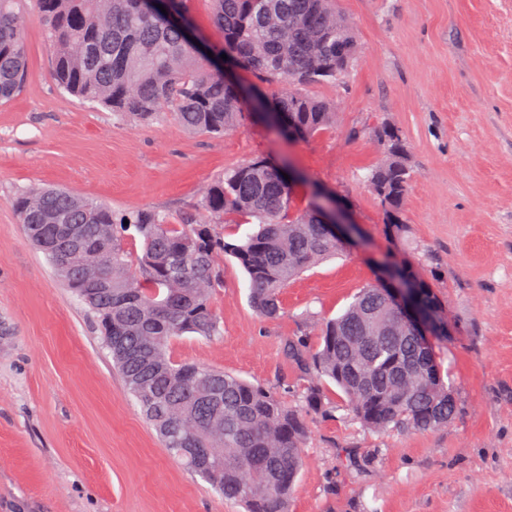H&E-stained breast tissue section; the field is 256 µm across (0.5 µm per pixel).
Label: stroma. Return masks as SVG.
Instances as JSON below:
<instances>
[{
    "label": "stroma",
    "instance_id": "1",
    "mask_svg": "<svg viewBox=\"0 0 512 512\" xmlns=\"http://www.w3.org/2000/svg\"><path fill=\"white\" fill-rule=\"evenodd\" d=\"M353 25L357 62L344 83L312 87L336 122L289 140L242 112L224 136L187 132L172 113L138 124L54 83L35 0H21L27 81L0 103V512H245L174 461L125 389L94 314L26 238L14 197L62 187L118 213H195L225 170L271 158L297 174L293 207L335 197L356 242L282 293L279 320L249 304L248 279L220 256L213 337L174 338L175 361L224 370L298 405L306 376L288 336L318 339L408 261L448 316L436 355L458 413L433 431H365L323 387L309 417L288 512H512V0H336ZM398 127L413 181L394 236L364 180L375 132Z\"/></svg>",
    "mask_w": 512,
    "mask_h": 512
}]
</instances>
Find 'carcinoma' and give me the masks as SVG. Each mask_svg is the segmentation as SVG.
<instances>
[{
    "label": "carcinoma",
    "mask_w": 512,
    "mask_h": 512,
    "mask_svg": "<svg viewBox=\"0 0 512 512\" xmlns=\"http://www.w3.org/2000/svg\"><path fill=\"white\" fill-rule=\"evenodd\" d=\"M59 88L123 117L146 121L168 109L190 132L233 130L245 110L223 67L204 68L196 47L172 22L187 0H36ZM224 33L210 46L216 58L266 82L290 85L262 112L277 114L276 129L306 139L336 119L333 107L308 94L314 85L340 81L358 49L335 0H212ZM166 12H161V8ZM27 76L24 18L18 0H0V102L14 97ZM380 159L367 176L386 224L403 233L402 208L412 185L410 150L401 130H377ZM284 170L265 159L245 162L213 181L202 207L207 218L170 223L153 209L116 216L102 203L60 189L32 188L16 200L23 230L57 275L95 315L127 390L159 434L169 455L200 475L246 512H288L307 436V417L324 408L322 380L336 385L347 410L367 430H433L456 415L454 391L435 354L423 355L413 336L370 335L365 316L398 321L380 286L361 289L337 317L325 321L316 347L304 333L287 338L283 352L310 377L304 406L291 407L274 392L237 376L174 361L168 346L185 333L214 336L219 323L211 289L219 281L217 256L230 255L246 272L250 303L265 320L282 312L281 292L297 275L336 256L341 247L315 209L291 211ZM256 228L236 243L214 231L227 219ZM62 224H77L79 248L64 260L45 243ZM141 251L125 248L131 233ZM85 266L99 270L102 287L80 284ZM397 272L417 288L419 307L437 313L436 338L448 335L445 314L430 285L410 266ZM410 361L415 375L394 382ZM207 449V462L180 453Z\"/></svg>",
    "instance_id": "1"
}]
</instances>
